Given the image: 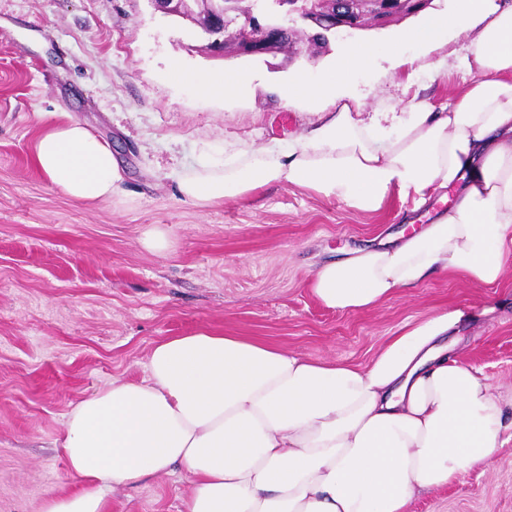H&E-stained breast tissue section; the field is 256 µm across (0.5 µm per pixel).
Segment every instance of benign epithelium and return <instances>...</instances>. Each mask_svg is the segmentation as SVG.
Wrapping results in <instances>:
<instances>
[{
    "label": "benign epithelium",
    "mask_w": 512,
    "mask_h": 512,
    "mask_svg": "<svg viewBox=\"0 0 512 512\" xmlns=\"http://www.w3.org/2000/svg\"><path fill=\"white\" fill-rule=\"evenodd\" d=\"M153 7L168 16L189 22L206 40L204 49L215 56H224V24L228 13L244 33L235 51L238 57H275L283 50L280 35L286 24L278 19L254 12H239L234 4L219 3L203 9L196 0H149ZM286 15L316 26L315 38L324 41L326 34L343 35L367 26H385L395 17H409L432 5L433 0H367L359 7L353 0H331L328 12L322 14L308 8L306 0H275Z\"/></svg>",
    "instance_id": "1"
}]
</instances>
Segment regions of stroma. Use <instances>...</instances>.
Segmentation results:
<instances>
[{
    "label": "stroma",
    "mask_w": 512,
    "mask_h": 512,
    "mask_svg": "<svg viewBox=\"0 0 512 512\" xmlns=\"http://www.w3.org/2000/svg\"><path fill=\"white\" fill-rule=\"evenodd\" d=\"M415 18L313 46L301 20L297 55L238 58L251 83L232 102L172 80L222 71L188 22L148 0H0V512H40L49 492L74 483L60 452L73 405L112 379L147 375L154 344L208 329L314 361L368 365L408 323L450 306L490 313L459 330L454 352L512 392V251L496 285L436 273L364 312L323 306L310 288L323 262L394 245L401 202L374 212L286 183L207 206L183 201L173 171L212 145L289 141L318 119L284 105L278 87L331 66L350 46L384 44ZM473 31H451L434 50L410 46L406 66L383 60L352 75L348 103L388 112L407 102L447 105L470 76ZM441 70H433L436 60ZM77 121L110 145L123 196L77 203L35 164L45 124ZM154 227L172 246L141 239ZM191 484L179 473L118 488L108 512H181ZM409 512H512V440L493 463L419 492Z\"/></svg>",
    "instance_id": "35a3bbf8"
}]
</instances>
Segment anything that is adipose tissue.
Returning <instances> with one entry per match:
<instances>
[{
	"instance_id": "1",
	"label": "adipose tissue",
	"mask_w": 512,
	"mask_h": 512,
	"mask_svg": "<svg viewBox=\"0 0 512 512\" xmlns=\"http://www.w3.org/2000/svg\"><path fill=\"white\" fill-rule=\"evenodd\" d=\"M452 28L477 34L463 61L473 79L448 107L418 101L366 117L345 105L298 139L207 156L177 176V193L204 206L285 182L376 211L394 192L418 208L452 187V205L398 244L321 264L313 293L327 308L359 312L436 271L498 283L512 247V0H457L454 13L430 14L390 44L353 45L279 95L331 99L349 75ZM171 75L227 99L249 83L234 66ZM35 161L72 200L122 193L111 148L79 123L45 126ZM473 319L451 307L406 325L365 368L206 330L164 338L146 378L114 379L71 409L60 446L75 487L49 493L40 512H107L116 487L176 470L191 483L182 512H408L418 490L488 466L512 417V397L450 353V336Z\"/></svg>"
}]
</instances>
